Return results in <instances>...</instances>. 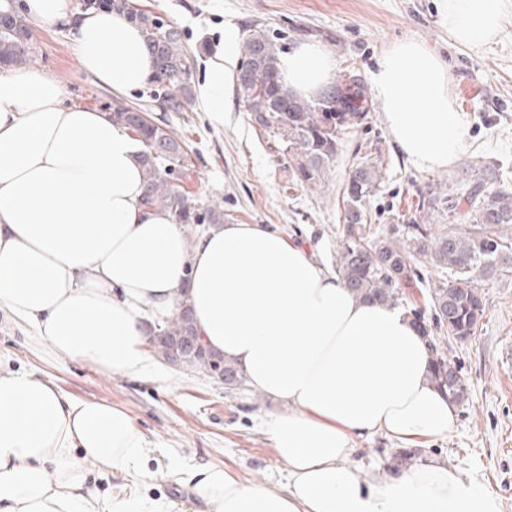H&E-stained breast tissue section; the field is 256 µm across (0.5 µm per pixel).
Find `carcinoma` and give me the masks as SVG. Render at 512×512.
I'll return each mask as SVG.
<instances>
[{"mask_svg": "<svg viewBox=\"0 0 512 512\" xmlns=\"http://www.w3.org/2000/svg\"><path fill=\"white\" fill-rule=\"evenodd\" d=\"M109 8L139 24L154 61L156 86L164 89L165 108L181 112L188 101L190 67L181 33L132 0H86L85 8ZM25 15L7 4L0 7V67H27L32 55ZM244 61L234 77L237 95L250 119L285 157L291 180L314 189L326 182L343 136L367 124L372 109L367 86L353 70L336 74L315 99L284 85L278 69L281 47L264 30H254L243 43ZM139 109L112 103V119L141 143L146 175L143 196L148 208L167 211L176 224L224 223V211L188 196L181 180L192 157L162 119L137 115ZM367 153L352 164L342 195V224L337 229L336 274L352 293L382 305L404 299L403 289L425 281L423 264L450 272L429 283V310L409 309L408 316L427 339L430 380L450 403L461 405L467 389L451 342L471 336L484 315L479 282L512 269V190L490 167L464 164L473 179L465 195L449 197L442 183L418 193L406 224H370L367 203L382 182V164ZM155 354L168 359L174 345L198 336L189 309L180 307L156 329ZM180 366L208 377L224 375L227 392L246 389L243 373L223 357L203 351L184 355Z\"/></svg>", "mask_w": 512, "mask_h": 512, "instance_id": "obj_1", "label": "carcinoma"}]
</instances>
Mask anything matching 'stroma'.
<instances>
[{
	"instance_id": "obj_1",
	"label": "stroma",
	"mask_w": 512,
	"mask_h": 512,
	"mask_svg": "<svg viewBox=\"0 0 512 512\" xmlns=\"http://www.w3.org/2000/svg\"><path fill=\"white\" fill-rule=\"evenodd\" d=\"M162 15L182 33L190 55L192 98L186 111L164 112L152 85L125 94L164 118L189 149L194 162L183 184L206 204L220 205L228 224H264L307 248L332 267L339 200L361 146L379 150L385 176L368 205L376 224H403L417 192L447 181L464 190L463 163L499 169L512 184V4L491 43L466 47L454 42L436 0H136ZM268 29L284 49L316 42L330 50L337 68H351L362 79L384 51L413 38L447 64L451 90L466 117L468 136L457 164L422 170L400 150L381 108L366 126L339 145L334 170L316 190L291 185L283 160L256 130L235 87H227L224 119L215 121L199 96L210 61L224 51L227 34L245 39L253 27ZM32 67L58 81L67 104L111 111L116 95L81 69L69 21L32 22ZM485 313L474 334L455 344L467 387L456 407V422L445 437L404 445L383 433L353 437L351 464L371 480L389 474L394 454L410 448L418 457L448 462L465 478L489 488L501 512H512V273L483 281ZM0 371H27L68 397L118 407L144 433L149 452L138 472H101L86 464L87 485L98 497H162L170 512H197L184 473L207 466L229 468L240 479L267 484L282 481L288 464L264 433L268 415L281 407L250 390L229 393L222 382L186 368L162 364L150 376L108 373L93 364L56 357L30 328L0 312Z\"/></svg>"
}]
</instances>
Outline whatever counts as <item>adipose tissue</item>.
<instances>
[{"label": "adipose tissue", "mask_w": 512, "mask_h": 512, "mask_svg": "<svg viewBox=\"0 0 512 512\" xmlns=\"http://www.w3.org/2000/svg\"><path fill=\"white\" fill-rule=\"evenodd\" d=\"M506 0H439L456 43L497 37ZM82 68L112 92L152 81L141 29L105 9L73 29ZM238 52L228 37L201 98L224 112ZM336 60L305 43L281 56L286 87L316 97ZM401 151L423 169L451 166L467 135L448 66L421 42L387 49L370 75ZM140 146L109 113L68 106L38 71L0 75V310L34 326L60 358L143 375L155 362L147 318L190 305L203 343L249 384L290 404L266 434L288 463L285 484L197 471L202 512H500L494 495L436 460L371 483L349 463L352 437L412 443L451 431L455 409L430 383L428 343L403 311L364 301L308 249L262 224H213L187 239L141 203ZM148 442L122 410L74 401L32 373L0 374V512H169L148 497L98 500L83 461L136 470Z\"/></svg>", "instance_id": "obj_1"}]
</instances>
